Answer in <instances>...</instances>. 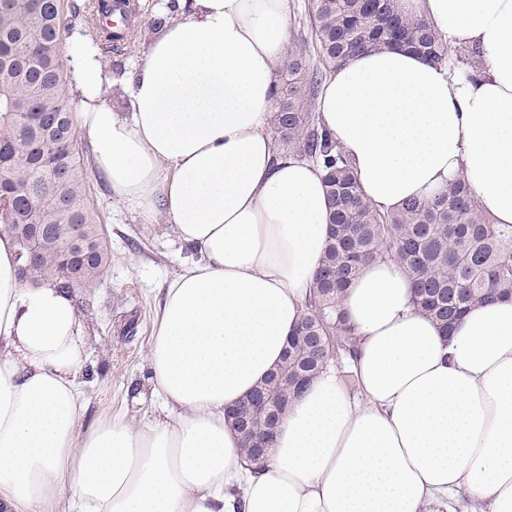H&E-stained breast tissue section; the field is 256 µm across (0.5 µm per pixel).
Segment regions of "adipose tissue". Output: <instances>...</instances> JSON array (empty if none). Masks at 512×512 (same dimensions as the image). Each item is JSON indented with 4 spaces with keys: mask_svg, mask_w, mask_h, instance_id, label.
Instances as JSON below:
<instances>
[{
    "mask_svg": "<svg viewBox=\"0 0 512 512\" xmlns=\"http://www.w3.org/2000/svg\"><path fill=\"white\" fill-rule=\"evenodd\" d=\"M478 77L402 48L324 79L321 124L382 212L463 178L512 224V0H401ZM292 0H190L105 98L70 55L80 130L114 199L173 224L194 260L168 283L146 361L156 416L80 424L82 318L71 290L28 286L0 235V512H512V301L442 331L400 265L367 263L341 313L356 338L281 421L259 470L225 408L279 363L330 235L319 166L278 156L271 115Z\"/></svg>",
    "mask_w": 512,
    "mask_h": 512,
    "instance_id": "1",
    "label": "adipose tissue"
}]
</instances>
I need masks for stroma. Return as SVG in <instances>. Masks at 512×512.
I'll use <instances>...</instances> for the list:
<instances>
[{
	"instance_id": "obj_1",
	"label": "stroma",
	"mask_w": 512,
	"mask_h": 512,
	"mask_svg": "<svg viewBox=\"0 0 512 512\" xmlns=\"http://www.w3.org/2000/svg\"><path fill=\"white\" fill-rule=\"evenodd\" d=\"M138 3L136 41L122 56L103 59L110 80L117 84L138 64L151 40L150 18L168 14L172 0ZM90 188L112 261L89 293L80 422L89 426L119 411L146 420L154 406L148 401L134 404L132 393L147 375L145 356L163 290L189 251L165 221L145 222L136 211L117 204L98 174H91Z\"/></svg>"
}]
</instances>
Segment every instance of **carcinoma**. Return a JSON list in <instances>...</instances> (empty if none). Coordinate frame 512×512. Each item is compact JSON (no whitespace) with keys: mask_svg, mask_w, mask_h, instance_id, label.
I'll list each match as a JSON object with an SVG mask.
<instances>
[{"mask_svg":"<svg viewBox=\"0 0 512 512\" xmlns=\"http://www.w3.org/2000/svg\"><path fill=\"white\" fill-rule=\"evenodd\" d=\"M400 0H307L315 61L307 41L288 48L277 84L271 134L279 155L321 164L330 197L332 235L313 294L281 363L235 408L241 427L263 436L284 417L295 393L338 358L351 354L350 329L338 318L345 288L376 258L400 262L414 286L417 309L442 328L471 307L512 298V224H495L458 179L439 197L412 200L395 213L367 202L351 160L320 125L314 100L333 68L362 50L395 41L443 64L448 42ZM111 0H0V49L22 62L0 70V233L26 251L27 224L41 228L32 276L50 274L78 295L91 287L110 253L97 231L78 140L77 106L68 80L66 45L75 33L95 51L121 54L129 24L115 28Z\"/></svg>","mask_w":512,"mask_h":512,"instance_id":"1","label":"carcinoma"}]
</instances>
